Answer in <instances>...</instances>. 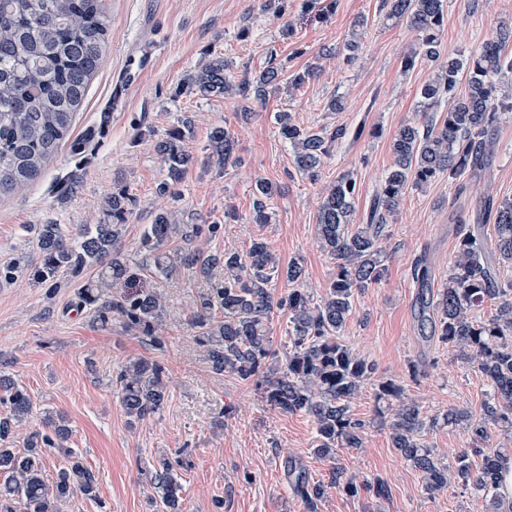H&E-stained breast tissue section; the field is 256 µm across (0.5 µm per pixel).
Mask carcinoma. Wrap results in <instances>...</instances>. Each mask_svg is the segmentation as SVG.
I'll list each match as a JSON object with an SVG mask.
<instances>
[{
	"instance_id": "1",
	"label": "carcinoma",
	"mask_w": 512,
	"mask_h": 512,
	"mask_svg": "<svg viewBox=\"0 0 512 512\" xmlns=\"http://www.w3.org/2000/svg\"><path fill=\"white\" fill-rule=\"evenodd\" d=\"M383 6L389 18L405 22L419 34L418 49L402 58L403 71L414 69L421 59L440 58L443 0H383ZM107 35L103 0H0V197L39 179L62 143L69 140L72 150L82 149L84 141L71 138L73 116L100 66ZM511 42L512 28L502 27L478 54L448 58L422 86L421 111L430 116L420 126H403L391 141L393 163L376 192L368 223L353 225L356 182L351 175H342L327 190L318 208L316 230L321 248L335 260L336 274L321 302L313 301L301 262L291 260L281 268L261 241L252 242L244 254L176 255L183 266L197 268L207 277L213 268L224 267V277L209 281L201 311L191 318L213 371L231 372L253 383L266 403L282 414L302 412L312 418L313 451L321 457L333 459L338 450L363 444L367 424L353 416L351 403L370 384L375 367L338 336L352 313L355 295L385 278L387 254L381 241L387 218L395 214L408 190L445 175L453 180L488 164L501 115L512 112V93L501 94L498 82L503 71L512 72ZM225 70L224 59L214 58L190 73L179 91L205 99L228 95L261 102L284 74V69L271 65L235 81ZM461 83L465 84L462 94L457 92ZM434 112L440 117L434 118ZM275 120L278 134L293 151L296 169L312 179L319 176L331 142L346 135L343 128L329 138L311 132L295 124L289 112L277 113ZM191 136L189 122L180 120L157 144L166 175L159 185L161 193L176 194V186L196 163L185 147ZM207 149V158H218L226 168L239 162L234 138L225 126L213 129ZM255 193L252 221L266 224L268 200L276 188L260 181ZM107 203L112 223L89 225L77 239L57 224L40 225L42 262L36 275L47 280L62 270L77 276L87 267H102L98 281L79 292L81 302L100 304L101 319L117 315L161 350L165 338L158 334L163 309L159 294L133 286L131 267L116 255L120 226L132 199L122 190L112 193ZM487 212L494 220V252H488L482 234L466 231L436 298L421 297L417 309V318L429 330L427 338L448 346L491 387L478 416L448 411V422L464 424L468 447L460 450L454 465H439L424 440L427 421L422 406L404 400L402 385L393 379L379 382L375 400L391 410L386 426L392 445L422 473L428 495L458 484L482 495L483 512H512V501L500 492L512 450L490 447L488 436L490 424L512 431V282L499 281L495 273V263H512V201L490 202ZM222 229L221 224H174L169 214L161 212L148 225L141 247L156 268L167 271L171 257L164 247L191 233L212 237ZM491 254L497 262L489 259ZM279 273L288 282V292L277 297L270 283ZM114 288L124 292L102 301ZM486 304L493 306L490 314L476 315ZM213 310L221 311L224 319H213ZM277 311L288 313V353L281 360L272 351L269 331ZM113 385L132 424L157 414L169 397L164 367L148 359L127 363ZM31 410L28 390L1 377L0 512H60V502L75 493L98 500L95 475L65 447L69 435L65 425L50 419L46 427L51 432L34 429L23 438V449L11 448L17 426ZM50 448L61 451L68 462L49 481L44 476V457ZM182 466L183 460L163 456L145 471L158 490L162 512H181L176 469ZM286 476L294 493L312 510L330 485L358 493V486L344 479L340 467L332 471L327 484L309 480L295 462L286 466Z\"/></svg>"
}]
</instances>
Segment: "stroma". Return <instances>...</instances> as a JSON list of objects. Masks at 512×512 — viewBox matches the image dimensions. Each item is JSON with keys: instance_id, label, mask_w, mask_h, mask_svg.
Instances as JSON below:
<instances>
[{"instance_id": "35a3bbf8", "label": "stroma", "mask_w": 512, "mask_h": 512, "mask_svg": "<svg viewBox=\"0 0 512 512\" xmlns=\"http://www.w3.org/2000/svg\"><path fill=\"white\" fill-rule=\"evenodd\" d=\"M104 8L106 51L73 122L74 135L86 140L82 151L62 146L40 179L0 198V268L16 267L12 278L0 279V373L26 386L32 397L24 429L44 428L46 417L63 415L69 447L98 482L99 501L77 494L61 512H100L103 503L112 512H155L156 493L141 470L180 453L190 461L177 472L183 512H306L285 475L291 458L313 481H328L340 466L356 482L378 477L388 487L382 498L330 488L318 512H481L474 490L453 485L433 496L425 493L421 473L377 423L372 391L352 402L354 415L369 423L362 447L340 450L333 459L314 455L312 418L281 414L254 385L229 372L215 373L195 343L191 316L208 291L206 277L179 264L156 274L141 249L145 226L156 213L171 212L181 224L219 222L221 235L177 241L170 252L242 254L260 240L281 263L301 260L314 300L324 298L335 266L317 243L321 193L337 177L351 175L357 183L353 219L363 223L392 163V138L402 126L423 123L419 92L436 65L423 61L413 71L401 69L403 56L418 44L416 32L387 18L380 0H105ZM444 15L443 55L466 58L500 27L512 26V0H486L476 10L470 0H444ZM360 17L366 20L361 48L349 64L339 50ZM217 56L235 79L271 63L290 73L316 61L321 69L302 87L280 86L260 103L180 93L187 74ZM337 96L344 104L339 111L329 106ZM280 111L312 131L346 129L317 179L296 171L293 152L276 131L274 115ZM181 118L192 123L187 147L196 155L212 128L228 126L241 164L228 170L195 164L176 195H162L158 187L165 173L155 144ZM67 179L75 186L65 193L61 184ZM259 179L281 188L266 224L249 219ZM118 190L133 199L121 228V256L137 285L165 299L161 350L122 318L99 321L93 307L80 303V289L97 280L99 267L75 278L64 272L50 280L35 275L41 256L34 225L57 224L73 236L81 225L110 223L106 200ZM488 197L512 199V118L501 120L485 170L453 181L443 177L406 194L385 229L387 275L357 294L340 335L375 363L377 378L396 380L408 399L432 415L451 409L478 413L489 386L445 345L422 338L411 269L425 259L431 286L439 288L463 230L480 225L486 241H493V222L484 214ZM230 206L240 222L225 223ZM136 358L164 367L170 394L159 413L132 425L112 380ZM413 363L419 367L415 377L409 374Z\"/></svg>"}]
</instances>
